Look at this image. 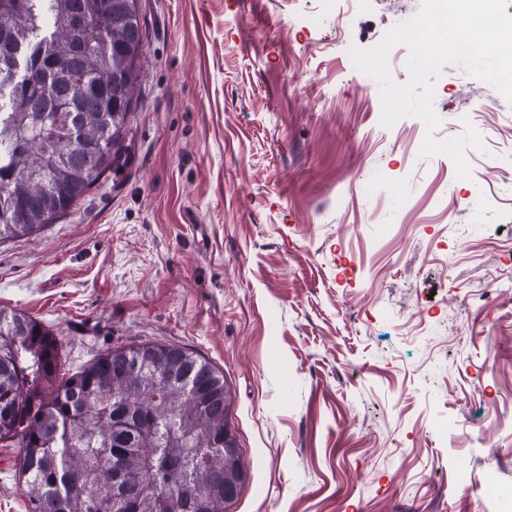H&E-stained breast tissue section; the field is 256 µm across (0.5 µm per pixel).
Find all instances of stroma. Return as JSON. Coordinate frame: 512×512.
Wrapping results in <instances>:
<instances>
[{
	"label": "stroma",
	"instance_id": "35a3bbf8",
	"mask_svg": "<svg viewBox=\"0 0 512 512\" xmlns=\"http://www.w3.org/2000/svg\"><path fill=\"white\" fill-rule=\"evenodd\" d=\"M126 160L0 244V307L69 370L141 342L223 371L248 480L231 512H512V104L461 66L435 139L380 123L376 46L422 0H137ZM387 189L370 194L375 170ZM0 442V512H27Z\"/></svg>",
	"mask_w": 512,
	"mask_h": 512
}]
</instances>
